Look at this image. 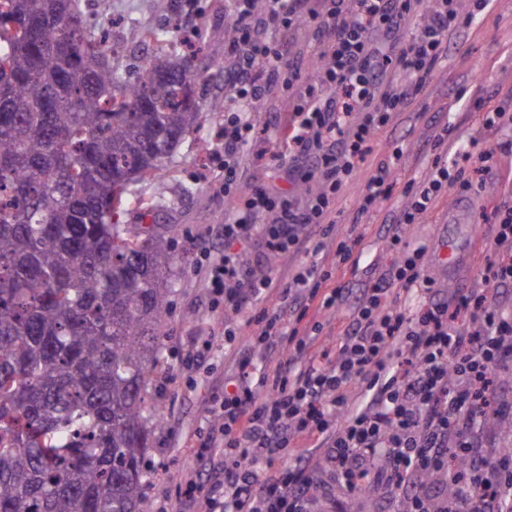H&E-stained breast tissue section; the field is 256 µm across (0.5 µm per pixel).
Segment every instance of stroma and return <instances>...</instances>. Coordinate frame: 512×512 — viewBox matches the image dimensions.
<instances>
[{"mask_svg": "<svg viewBox=\"0 0 512 512\" xmlns=\"http://www.w3.org/2000/svg\"><path fill=\"white\" fill-rule=\"evenodd\" d=\"M460 3L464 11L474 14L471 26L451 37L448 52L435 65L426 89L372 137L368 165L393 158L397 148L402 156L394 159L391 197L361 220L364 240L357 248V266L336 269L337 276L352 284H360L374 267L390 264L392 256L383 236L408 202L405 183L427 173L434 156L433 140L440 132H447L452 147L475 136L480 147L494 149V171L483 188L485 201L512 194V151L500 147L501 142L512 140V130L482 128L470 106L471 99L480 97L490 109L512 113V0H490L479 12L474 0ZM230 4L231 0H112L113 16L126 20L125 25L113 28L112 37L133 54H143L147 47L138 40V30L160 21L171 25L181 49L193 45L204 49L203 78L197 85L201 99H225L229 90L224 85V62L230 41L224 35V12ZM303 90L300 83L289 93L276 87L262 101L255 114L254 138L243 154L242 188L272 183L298 200L306 199L308 185L289 182L273 157L274 136L269 127L271 118L287 121L290 93ZM223 124V113H205L200 126L184 138L168 165L166 208L149 212L134 203L124 217L131 224L167 227L175 255L172 293L163 319L162 356L150 385V396L163 416L152 432L144 489L155 508L175 503L186 481H208L209 471L196 458L195 434L208 422L212 393L220 390L225 374L235 368L232 355L220 344L198 370L183 367L197 337L224 333L225 318L211 311L204 275L197 266L203 252L223 250L224 241L214 229L233 206L220 191L208 161ZM404 236L409 243L427 246V273L448 293L483 287L489 294L512 301V288L484 284L480 275L495 250L493 219L481 213L478 203L461 198L456 188L445 190L434 208L420 223L408 226ZM449 244L457 252L452 265L438 258L440 248Z\"/></svg>", "mask_w": 512, "mask_h": 512, "instance_id": "35a3bbf8", "label": "stroma"}]
</instances>
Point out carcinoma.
Segmentation results:
<instances>
[{"mask_svg":"<svg viewBox=\"0 0 512 512\" xmlns=\"http://www.w3.org/2000/svg\"><path fill=\"white\" fill-rule=\"evenodd\" d=\"M80 0H0V512H152L149 401L175 257L120 221L203 112L192 57L144 80Z\"/></svg>","mask_w":512,"mask_h":512,"instance_id":"carcinoma-1","label":"carcinoma"}]
</instances>
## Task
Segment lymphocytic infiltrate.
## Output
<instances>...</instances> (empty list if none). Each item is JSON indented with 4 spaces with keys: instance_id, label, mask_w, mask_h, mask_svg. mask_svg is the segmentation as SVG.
Returning a JSON list of instances; mask_svg holds the SVG:
<instances>
[{
    "instance_id": "1",
    "label": "lymphocytic infiltrate",
    "mask_w": 512,
    "mask_h": 512,
    "mask_svg": "<svg viewBox=\"0 0 512 512\" xmlns=\"http://www.w3.org/2000/svg\"><path fill=\"white\" fill-rule=\"evenodd\" d=\"M233 0L235 34L224 83L231 105L214 154L224 196L234 200L219 225L224 249L205 254L206 285L236 330L224 348L236 370L213 398L214 421L198 432L199 461L215 476L188 482L180 498L193 512H327L335 493L365 488L404 512H512V454L494 453L482 428L507 408L500 369L512 367V306L469 290L453 295L427 273L426 246L404 230L450 186L479 195L494 158L476 140L448 163L436 151L428 174L408 183L410 201L385 239L394 261L364 287L335 282L331 270L299 264L278 283L269 258L332 252L351 262L361 237L335 234L337 204L371 152V136L424 91L448 39L472 22L459 0ZM310 18L323 38L310 88L287 122H274L289 180L315 182L305 201L268 185L239 195L242 150L265 93L262 71L284 89L298 79L276 32ZM406 31L401 45L384 37ZM400 76L399 88L390 79ZM393 171L380 161L368 174L356 212L377 210ZM496 251L482 277L512 285V197L495 206ZM257 247L254 264L242 252ZM278 308H269L270 298ZM322 310L346 313L337 347L316 350ZM467 462L456 470L449 453ZM293 462L282 466L283 456Z\"/></svg>"
}]
</instances>
